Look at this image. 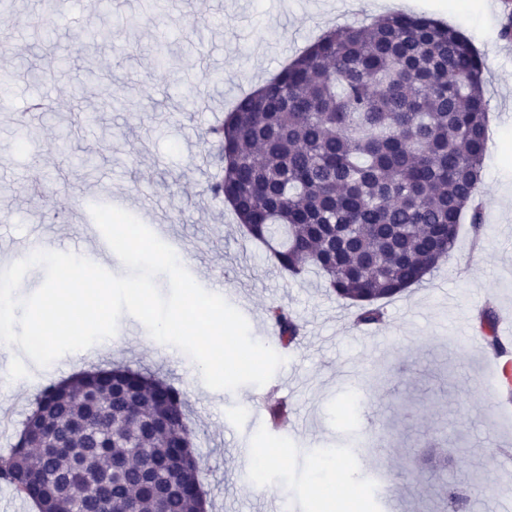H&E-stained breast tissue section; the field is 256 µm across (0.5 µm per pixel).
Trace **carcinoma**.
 <instances>
[{
  "label": "carcinoma",
  "instance_id": "carcinoma-1",
  "mask_svg": "<svg viewBox=\"0 0 512 512\" xmlns=\"http://www.w3.org/2000/svg\"><path fill=\"white\" fill-rule=\"evenodd\" d=\"M485 57L455 28L389 15L321 35L209 128L210 191L280 270L313 269L358 325L451 252L479 199L489 138ZM286 350L299 324L268 309ZM491 351L496 316H480ZM186 401L127 367L43 388L0 455L35 512H204Z\"/></svg>",
  "mask_w": 512,
  "mask_h": 512
}]
</instances>
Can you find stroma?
I'll return each instance as SVG.
<instances>
[{"instance_id":"1","label":"stroma","mask_w":512,"mask_h":512,"mask_svg":"<svg viewBox=\"0 0 512 512\" xmlns=\"http://www.w3.org/2000/svg\"><path fill=\"white\" fill-rule=\"evenodd\" d=\"M404 0L403 10L440 19L486 59L491 136L481 193L484 229L462 224L448 258L423 282L385 302L382 323L358 326L354 309L329 294L322 278L278 271L250 240L229 206L208 190L213 170L203 134L236 99L267 82L322 33L381 17L374 0H167L163 23L139 22V0H112V37L84 39L103 25L88 0H8L0 26L26 60L56 75L0 89V269L19 243L82 253L94 204L112 205L143 223H164L205 289L222 273L224 298L241 311L254 340L273 345L267 318L286 306L302 331L278 374L277 390L245 385L211 398L200 368L182 351L154 341L130 315L111 347L97 343L68 365L31 367L23 382L0 379V406L24 419L35 394L82 370L124 365L183 392L207 512H255L263 496L290 512H344L349 491L364 492L386 473L403 512H453L448 487L477 512H495L512 491V415L497 411L480 349L459 344L484 306L512 318V40L500 37L503 0ZM48 16L50 38L25 21ZM0 56V70L18 57ZM111 73L116 109L103 112L91 72ZM27 112L25 126L14 116ZM34 140L16 142L23 132ZM42 180L40 194L27 182ZM352 369V378L341 377ZM287 402L288 421L268 424L264 392ZM267 450L266 476L247 473L255 449ZM345 466L332 483L321 463Z\"/></svg>"}]
</instances>
